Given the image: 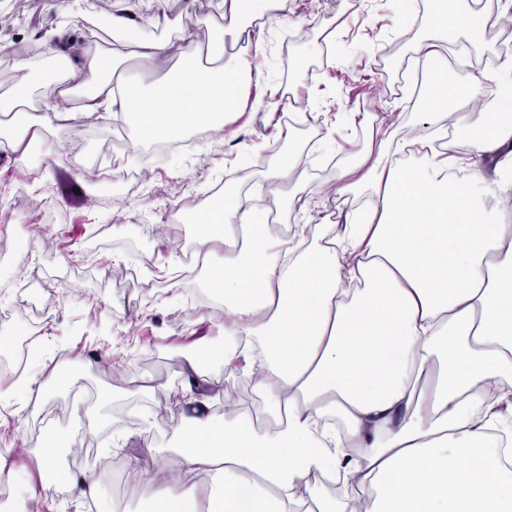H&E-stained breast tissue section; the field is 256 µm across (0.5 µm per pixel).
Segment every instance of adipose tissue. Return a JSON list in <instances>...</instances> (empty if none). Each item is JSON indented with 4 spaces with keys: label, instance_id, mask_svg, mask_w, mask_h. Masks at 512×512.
Instances as JSON below:
<instances>
[{
    "label": "adipose tissue",
    "instance_id": "adipose-tissue-1",
    "mask_svg": "<svg viewBox=\"0 0 512 512\" xmlns=\"http://www.w3.org/2000/svg\"><path fill=\"white\" fill-rule=\"evenodd\" d=\"M430 8L436 34L415 48L427 59L439 57L442 32L473 35L483 25L449 0ZM287 10L288 0H224L226 33L203 49L172 48L164 16L153 21L159 36L135 38V20L115 10L102 24L118 41L83 50L80 83L58 84L36 109L33 83L0 97L8 146L29 165L54 121L115 108L142 142L223 129L241 109L243 83L266 80L263 43L229 58L226 35ZM172 54L176 69L148 86L108 67ZM483 91L475 77L436 71L414 143L382 135L375 154L340 172L342 190L368 185L375 201L328 245L305 249L259 232L239 190L193 216L208 285L224 304L225 343L262 352L251 365L263 403L217 417L209 368L191 362L196 392L177 468L159 477L125 463L130 494L152 486L147 512H512V460L503 457L512 420L495 411L512 395V224L482 222L475 204L499 192L483 161L512 143V116L491 100L463 114L451 105ZM449 123L474 133L478 162L464 163L455 140L441 139ZM71 444L52 433L38 467L99 504L94 477L60 468L57 450ZM328 481L338 486L332 500L320 494Z\"/></svg>",
    "mask_w": 512,
    "mask_h": 512
}]
</instances>
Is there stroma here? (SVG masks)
<instances>
[{"instance_id": "1", "label": "stroma", "mask_w": 512, "mask_h": 512, "mask_svg": "<svg viewBox=\"0 0 512 512\" xmlns=\"http://www.w3.org/2000/svg\"><path fill=\"white\" fill-rule=\"evenodd\" d=\"M115 0H0V48L21 57L29 46L66 28L61 48L73 52L89 41L106 43L98 22ZM152 33V17L175 19L172 39L207 43L224 26L222 0H131ZM428 0H288L286 21L264 28L267 72L280 82L288 104L250 109L263 85L247 84L248 107L229 115L232 138L206 127L188 155L150 156L135 176L113 166L136 132L122 112H101L80 124L55 122L47 134L53 162L18 166L0 148V252L23 242L12 263H0V335L25 327L23 303L39 296L45 316L30 329L31 354L0 349V473L13 492L38 477L37 450L51 431L98 432L81 449L59 452L63 469L94 476L111 512H139V498L116 496L101 460L154 459L175 467L189 359L224 350V316L199 300L206 270L187 279L186 257L196 242L191 216L208 208L216 186L248 192L256 207L272 203L289 237L323 245L342 235L346 214L368 191L342 193L336 175L377 147L379 122L393 138L410 137L417 123L413 93L415 44L430 34ZM347 40L331 63L335 76L311 74L325 45ZM471 53L474 76L495 73L505 58L487 35L473 42L450 36ZM303 155L307 168L292 177L290 199L272 194L265 175L288 154ZM143 271L147 287L125 289L129 270ZM222 393L244 388V404L259 405L244 363L231 360L211 373ZM92 395L91 405H70L53 417L72 389ZM153 438L156 454L145 448Z\"/></svg>"}]
</instances>
